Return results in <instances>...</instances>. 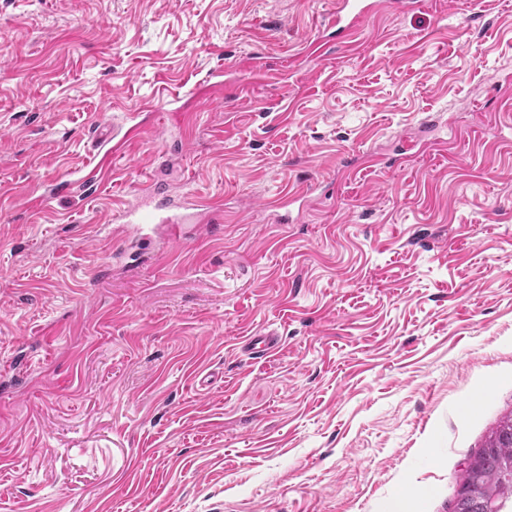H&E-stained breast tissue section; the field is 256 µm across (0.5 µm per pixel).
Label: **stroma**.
Here are the masks:
<instances>
[{
  "label": "stroma",
  "instance_id": "stroma-1",
  "mask_svg": "<svg viewBox=\"0 0 512 512\" xmlns=\"http://www.w3.org/2000/svg\"><path fill=\"white\" fill-rule=\"evenodd\" d=\"M335 7L0 0V512H452L512 413V0L309 58ZM151 171L221 222L140 248Z\"/></svg>",
  "mask_w": 512,
  "mask_h": 512
}]
</instances>
